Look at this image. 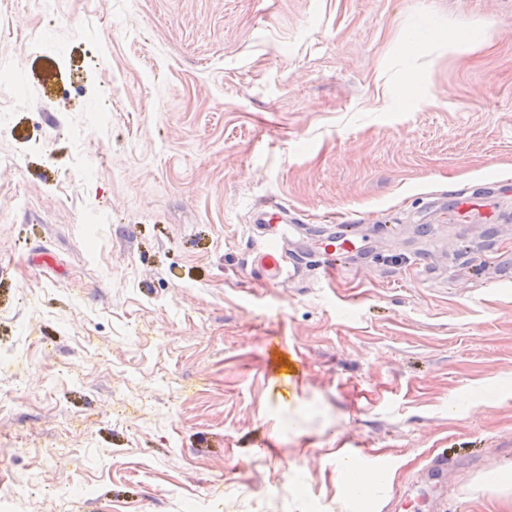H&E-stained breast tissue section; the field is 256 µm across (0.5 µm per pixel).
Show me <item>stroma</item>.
<instances>
[{
  "instance_id": "obj_1",
  "label": "stroma",
  "mask_w": 512,
  "mask_h": 512,
  "mask_svg": "<svg viewBox=\"0 0 512 512\" xmlns=\"http://www.w3.org/2000/svg\"><path fill=\"white\" fill-rule=\"evenodd\" d=\"M1 45L12 512H356L343 448L367 512H512V0H10ZM269 200L366 253L265 280Z\"/></svg>"
}]
</instances>
